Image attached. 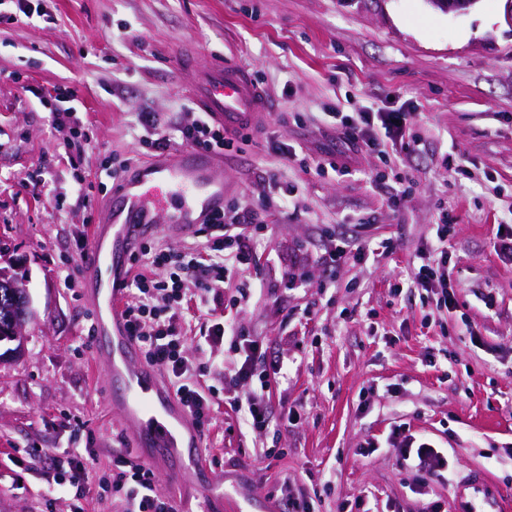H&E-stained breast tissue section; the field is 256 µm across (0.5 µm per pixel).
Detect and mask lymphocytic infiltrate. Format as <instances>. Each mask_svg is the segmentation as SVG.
<instances>
[{
    "label": "lymphocytic infiltrate",
    "mask_w": 512,
    "mask_h": 512,
    "mask_svg": "<svg viewBox=\"0 0 512 512\" xmlns=\"http://www.w3.org/2000/svg\"><path fill=\"white\" fill-rule=\"evenodd\" d=\"M327 118L347 141L368 149L376 148L379 137L391 145L413 152L417 141L411 136L417 115L413 112H331ZM182 144L212 152L233 149L234 140L205 114L192 123L175 127ZM256 209H234L219 213L206 226L203 248L173 249L162 244H144L136 261L139 265L128 285L123 315L132 336L149 363L163 367L169 384L199 427L210 426L212 400L223 395L225 403L237 410L247 429H269L276 417L270 401L271 380L281 375L284 362H268L262 342L251 338L233 318L213 322L201 334L205 344L227 342L224 363L218 372L220 386L206 385L209 367L189 362L183 355L186 339L178 322L196 318L209 302L228 300L230 308H242L257 293V284L239 283L237 293L225 297L226 285L234 273L254 263V239L262 231ZM448 224L433 225L429 249L420 251L409 285L435 295L437 306L454 309L458 298L448 285ZM194 280L196 291L185 296L182 277ZM401 467L412 474L418 494L426 496L423 512H443L441 500L429 498L434 480L450 468L447 454L431 441L416 439L395 430L390 438ZM131 451H116L109 487L122 500L124 512H177L173 500L158 492L154 470L133 462ZM89 451L70 448L53 458L52 485L63 489L72 501L71 512H84L82 501L92 482Z\"/></svg>",
    "instance_id": "lymphocytic-infiltrate-1"
}]
</instances>
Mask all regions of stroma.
Returning <instances> with one entry per match:
<instances>
[{"mask_svg":"<svg viewBox=\"0 0 512 512\" xmlns=\"http://www.w3.org/2000/svg\"><path fill=\"white\" fill-rule=\"evenodd\" d=\"M505 4L480 0L453 16L426 0H31V22L0 0V268L18 265L33 311L25 355L0 361V512H69L67 495L45 490L52 455L74 445L73 420L91 433L96 476L111 477L116 449L134 445L87 336L92 302L62 271L79 267L106 206L102 192L84 208L79 186L151 158L142 112L188 120L183 49L247 66L274 105L224 153L221 172L228 208L256 203L263 177L279 178L251 268L265 291L237 318L268 356L287 359L271 401L301 420L243 432L215 399L203 452L224 473L226 512H281L285 480L316 493L320 512L357 499L372 512H421L387 443L397 429L447 449L451 478L432 485L445 503L475 471L512 497V265L494 248L499 225H512ZM60 85L76 89V115L58 111ZM331 108L418 113V149L386 160L354 149L321 122ZM78 118L90 144L58 157ZM285 145L296 160L280 154ZM328 153L351 175L310 166ZM43 173L50 192L37 196ZM443 219L451 312L392 292ZM334 232L396 248L329 267L318 257ZM369 441L377 449L366 455Z\"/></svg>","mask_w":512,"mask_h":512,"instance_id":"35a3bbf8","label":"stroma"}]
</instances>
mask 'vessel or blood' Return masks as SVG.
I'll use <instances>...</instances> for the list:
<instances>
[{
    "mask_svg": "<svg viewBox=\"0 0 512 512\" xmlns=\"http://www.w3.org/2000/svg\"><path fill=\"white\" fill-rule=\"evenodd\" d=\"M191 96L229 132L258 126L269 108L251 72L227 59L199 68ZM223 209L224 181L215 175L210 153L187 147L168 158L150 159L115 181L103 224L81 261L96 301L94 343L106 352L113 412L134 427L143 463L166 470L172 485L198 491L203 512H224V477L204 465L200 429L143 361L120 300L136 246L163 232L194 233ZM453 512H512V499L474 473L457 488Z\"/></svg>",
    "mask_w": 512,
    "mask_h": 512,
    "instance_id": "obj_1",
    "label": "vessel or blood"
}]
</instances>
